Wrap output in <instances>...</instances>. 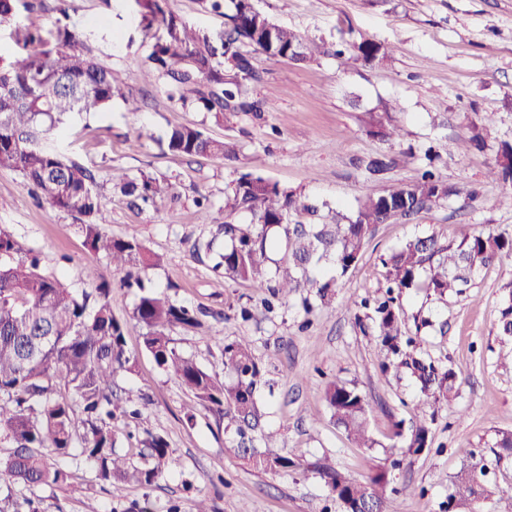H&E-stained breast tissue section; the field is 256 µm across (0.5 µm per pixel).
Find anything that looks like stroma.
<instances>
[{"label": "stroma", "instance_id": "stroma-1", "mask_svg": "<svg viewBox=\"0 0 512 512\" xmlns=\"http://www.w3.org/2000/svg\"><path fill=\"white\" fill-rule=\"evenodd\" d=\"M256 8L319 47L315 63L270 60L257 55L261 81L252 94L264 114L225 113L215 121L194 109L172 108L165 86L141 62L163 29L145 30L133 0H72L67 23L99 60L116 70L141 104L127 111L114 102L103 112L72 115L47 144L88 167L98 182L112 173L151 171L175 183L176 204L159 211L130 208L113 195L105 230L135 237L162 256L149 270L147 283L173 301L212 313L206 332L175 331L174 345L203 369L227 380L215 337H251L254 353L274 385L261 392L277 451L301 459L300 469L263 473L249 466L234 446V434L209 411H195L186 421L190 401L179 382L160 370L141 346V330L132 319L134 293L113 288V313L128 322L127 347L138 357L136 374L120 378L132 396L149 404L136 421L120 422L116 431L130 450L144 431L163 435L174 458L156 485L105 486L86 460L61 459L67 484L40 492L45 512H124L130 505L146 512H195L206 499L212 512H342L312 466L331 462L356 479L373 466L390 470L395 494L389 512H441L453 480L470 450L490 455L497 434L512 430V368L502 365L512 340L498 332L504 298L512 290V253L478 270L466 295L445 299L424 294L404 296L405 311H429L434 328L425 349L448 361L459 373V395L435 410L431 443L423 453L403 456L388 433L393 421L421 415L418 392L403 374L382 373L386 352L375 337L362 335L354 300L378 289L385 277L382 259L413 235L434 230L459 239L484 231L512 238V187L491 179L500 142H512V0H254ZM55 0L33 10L19 9L14 21L0 24V57L19 52L13 39L18 25L42 32L54 29ZM384 45L388 56L376 65L341 66L333 51L362 40ZM391 107L402 128L396 141L371 134L372 116ZM493 114L494 125L482 149H457L472 124ZM196 125L214 139L236 144L239 158H188L162 151L158 141L177 125ZM442 155L439 172L457 189L447 203L403 223L379 225L358 265L343 278L330 304L305 312L291 301L274 312L256 311L242 321L240 307L254 304L249 285L215 278L210 259L192 253L196 240L209 238L223 223L224 192L240 173L252 172L300 191L307 201L328 203L322 220L334 210L351 209L362 195L417 178L424 151ZM387 154L393 168L371 182L364 159ZM209 195V223H202L193 199ZM0 229L27 248L39 251L42 265L68 288L83 289L84 270L111 278L104 254L90 251L69 215L37 200L16 172L0 169ZM339 381L357 387L372 402L369 430L374 448H361L336 426L324 399L326 385Z\"/></svg>", "mask_w": 512, "mask_h": 512}]
</instances>
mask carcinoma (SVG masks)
Returning <instances> with one entry per match:
<instances>
[{
  "instance_id": "obj_1",
  "label": "carcinoma",
  "mask_w": 512,
  "mask_h": 512,
  "mask_svg": "<svg viewBox=\"0 0 512 512\" xmlns=\"http://www.w3.org/2000/svg\"><path fill=\"white\" fill-rule=\"evenodd\" d=\"M150 30L162 26L166 36L150 47L145 65L165 81L167 99L174 107L191 106L215 120L226 112H262L261 102L248 96L247 87L258 80L249 46L269 59L301 64L316 61L315 47L297 33L277 25L259 11L254 0H202L214 11L224 9V30L206 34L188 27L167 9V0H134ZM16 42L24 53L4 67L0 77V169L19 173L36 196L78 221L86 246L102 252L112 265L113 282L138 290L133 318L141 329L143 350L157 367L175 376L192 395L195 407L224 418L225 428L238 437L237 447L253 468L271 473L302 466L288 455L267 453L274 433L265 430V413L257 395L266 385L262 365L246 336L226 342L217 337L224 371L233 375L226 384L182 355L173 345L176 329L204 327V313L180 305L145 284L147 271L162 265V257L135 238H116L103 230L107 195L88 168L44 146L50 133L72 114L101 112L116 100L129 112L140 110L138 100L118 73L102 64L67 24H57L52 39L37 30L18 27ZM343 65L371 64L385 56L384 47L364 40L347 52L335 51ZM372 126L387 141L400 137L389 112L375 116ZM492 126L486 116L472 125L468 144L481 149ZM168 151L188 157L238 158L236 145L207 137L195 126L171 129L165 138ZM427 168L411 183L382 189L359 200L348 212H336L334 224L299 220L314 214V206L297 191L251 172L242 173L225 193L227 215L246 212L245 224L217 225L224 235V252L217 254L213 271L234 282L251 284L268 293L266 310L274 302L298 295L304 309L313 301L326 303L339 280L355 268L372 239L376 226L412 219L447 201L458 191L436 172L431 155ZM393 163L385 154L363 161L369 178L378 180ZM490 175L512 183V143L499 144ZM112 188L130 198L133 206L157 210L177 199L168 179L140 170L112 175ZM284 244V270H271L272 249ZM512 252V238L474 233L458 242L445 241L435 232L415 235L394 248L382 263L386 268L383 292L360 302L357 316L361 333L374 336L387 351L385 370L406 371L420 392V402L433 408L456 392L457 373L432 359L424 349L421 328L430 324L424 310L407 314L404 295L418 291L442 299L464 294L475 271ZM85 278L98 281L94 292L76 293L48 273L33 250H26L0 230V442L10 445L0 459V512H20L13 486L52 488L67 479L54 458L82 457L97 464V479L105 485L135 484L150 487L173 463L166 438L150 431L140 440L134 462L118 451L112 421L134 418L139 409L123 405L114 388L118 378L135 371L137 359L126 348L127 322L112 312L110 283L92 270ZM412 319L416 333L407 336L402 325ZM336 425L360 447L377 441L369 434L372 413L366 397L355 387L332 383L324 393ZM434 414L404 426L392 424L390 439L417 455L429 446ZM495 464L512 458V431L497 434L492 450ZM331 497L344 512H387L390 484L387 468L377 466L357 480L334 467L314 464ZM488 460L471 455V462L455 477L448 495V512H482L493 499L495 512H512V483L487 482Z\"/></svg>"
}]
</instances>
